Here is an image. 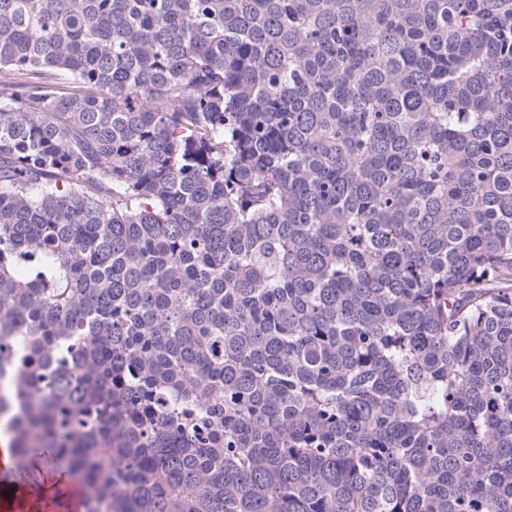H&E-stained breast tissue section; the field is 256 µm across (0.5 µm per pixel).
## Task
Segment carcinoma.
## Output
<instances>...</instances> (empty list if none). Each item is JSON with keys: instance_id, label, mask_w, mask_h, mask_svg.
Listing matches in <instances>:
<instances>
[{"instance_id": "cac0c4a2", "label": "carcinoma", "mask_w": 512, "mask_h": 512, "mask_svg": "<svg viewBox=\"0 0 512 512\" xmlns=\"http://www.w3.org/2000/svg\"><path fill=\"white\" fill-rule=\"evenodd\" d=\"M8 359L85 512H512V0H0Z\"/></svg>"}]
</instances>
